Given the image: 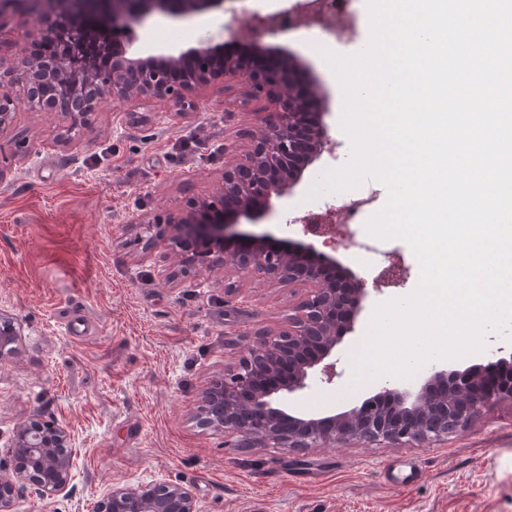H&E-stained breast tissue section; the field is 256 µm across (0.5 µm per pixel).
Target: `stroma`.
<instances>
[{
  "instance_id": "obj_1",
  "label": "stroma",
  "mask_w": 512,
  "mask_h": 512,
  "mask_svg": "<svg viewBox=\"0 0 512 512\" xmlns=\"http://www.w3.org/2000/svg\"><path fill=\"white\" fill-rule=\"evenodd\" d=\"M294 2L238 0L243 24L227 35L228 48L292 52L324 91L322 120L344 160L351 140L340 127L343 91L314 51L324 40L340 54L344 45L317 27L272 33L248 23L251 14ZM222 19L218 11L157 15L140 28L138 46L184 51ZM269 112L238 85L218 81L183 104L105 100L89 130L61 143L54 114L18 111L16 141H0V310L20 324L0 357V465L9 462L17 425L32 419L67 425L76 448L72 492L46 500L27 488L12 512H94L113 484L163 480L187 485L200 512H512L508 401L483 408L447 440L411 447L240 448L232 435L197 427L207 381L238 361L256 330L287 327L306 291L238 278L226 293L223 274L182 273L167 242L142 253L136 224L209 191L224 170L225 146ZM189 134L198 144L186 150ZM30 146L37 155L27 156ZM328 168L320 157L288 199L275 201L269 219L243 218L238 228L282 246L314 244L338 269L371 278L343 240L312 237L296 222ZM388 249L404 269L402 282L372 292V308L343 332L335 348L342 380L290 396L291 411L338 414L407 383L356 374L354 352L374 306L409 297L419 282L408 244L396 239ZM510 353L512 339L492 330L484 350L431 365L462 372ZM428 376L417 372L407 384L419 389Z\"/></svg>"
}]
</instances>
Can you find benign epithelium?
I'll return each mask as SVG.
<instances>
[{"label": "benign epithelium", "instance_id": "7a95c632", "mask_svg": "<svg viewBox=\"0 0 512 512\" xmlns=\"http://www.w3.org/2000/svg\"><path fill=\"white\" fill-rule=\"evenodd\" d=\"M49 19L25 29L26 40L51 41L64 34L98 33L108 40L112 73L102 81L91 61L71 73L62 58L44 60L17 55L0 57V139L13 129L16 111L53 112L62 121V137L71 141L91 127L100 104L108 98H199L219 79L234 80L244 95L262 99L272 112L239 133L241 141L224 148V172L212 190L191 197L163 219L143 216L144 249L169 242L181 270H222L239 278L273 286L305 285L307 298L288 317V328L258 333L224 377L211 379L195 418L200 428L224 431L244 448L336 447L347 441L413 445L440 441L469 428L482 409L512 401V382L492 373L471 370L433 372L420 389H387L358 408L324 417H299L285 402L313 384L332 385L342 376L333 351L341 328H350L370 297L364 278L335 276V260L313 245L283 249L263 242L229 245L241 237L233 231L240 216H268L272 200L292 195L304 170L333 143L318 117L322 87L303 77L291 53L262 56L246 63L224 49V39L209 40L178 54L143 56L132 50L137 29L156 14L185 17L221 9L224 0H0ZM50 78L69 88L66 111L42 93ZM15 317L0 310V356L19 335ZM75 439L55 422L31 420L20 425L9 444L15 461L0 472V512H10L18 492L32 486L52 499L71 489ZM198 512L192 491L166 481L114 485L97 502L95 512Z\"/></svg>", "mask_w": 512, "mask_h": 512}]
</instances>
